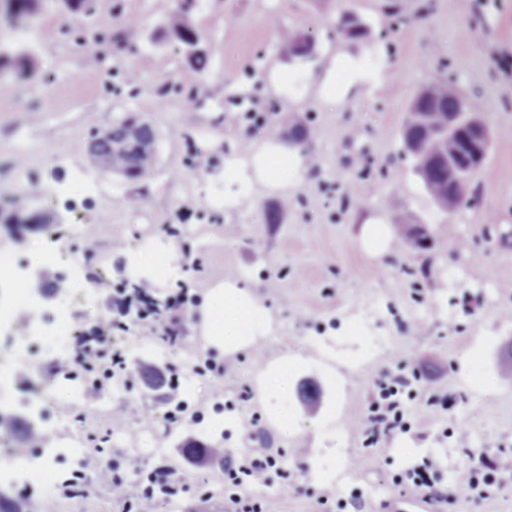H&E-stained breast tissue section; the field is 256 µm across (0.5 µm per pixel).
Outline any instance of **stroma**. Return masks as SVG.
<instances>
[{"mask_svg": "<svg viewBox=\"0 0 512 512\" xmlns=\"http://www.w3.org/2000/svg\"><path fill=\"white\" fill-rule=\"evenodd\" d=\"M114 2V13L79 22L107 32L137 18L120 51L60 39L72 18L58 0L25 31L0 26V44L33 53L40 68L37 81L0 96V203L52 214L71 253L97 238L102 264H84L86 285L99 278L162 303L181 289L198 292L236 277L272 316L261 341L265 358L298 356L305 364L286 394L258 393L246 351L225 358L223 376H194L192 366L204 357L194 320L181 318L179 340L170 344L128 316L118 345L129 370L145 363L178 374L173 401L183 406L184 420L168 422V408L156 404L153 392L139 381L123 386L118 376L104 388L112 409L100 413L83 397L84 373H61L53 383L58 428L45 443L52 469L83 472L86 490L74 496L61 482L30 479L8 486V494L51 495L52 512H121L111 490L86 471L84 457L71 452L74 441L110 448L116 467L139 457L140 471L125 474L133 482L170 467L185 487L157 500L156 512H224V474L182 457L189 437L223 438L237 457L255 449L293 457L287 475H273L256 490L272 512H319L317 497L327 488L344 512H376L379 501L398 494L394 476L427 458L436 459L435 483L445 488L467 476L469 452L512 455V382L498 371L512 352V320L502 317L512 310V0H196L191 19L209 55L203 71L160 36L175 0ZM343 9L369 25L368 45L387 50L389 82L337 104L309 94L287 105L267 82L269 66L280 60V29L308 25L323 49L339 41ZM448 78L479 105L491 135L485 164L470 180L471 204L453 213L434 205L400 141L417 91ZM127 112L141 114L157 132V167L138 180L103 173L89 152L92 133ZM259 114L281 127L293 114L306 119L319 160L277 224L266 219L277 194L257 192L232 211L214 201L224 183L213 170L239 150L240 135L263 136ZM19 156L21 168L13 165ZM76 169L95 183L92 195L43 198L46 179L64 193ZM372 211L390 222L411 213L427 225L433 247L418 253L398 241L381 259L367 257L354 217ZM117 240L122 250H113ZM172 240L179 259L171 279H131L128 253L146 243L161 250ZM55 282L65 297L56 296ZM39 285L45 306L62 310L76 333L108 315L105 289L77 303L55 263L28 268L23 290ZM76 333L33 349L13 380L20 400L36 403L44 365L67 361ZM411 372V425L385 436L387 459L379 461L362 432L375 383ZM304 383L320 390L312 413L298 398ZM273 405L287 408L294 431L282 434L270 424ZM225 415L232 425L221 424ZM439 510L512 512V472L500 476L488 498Z\"/></svg>", "mask_w": 512, "mask_h": 512, "instance_id": "stroma-1", "label": "stroma"}]
</instances>
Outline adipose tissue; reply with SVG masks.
Instances as JSON below:
<instances>
[{"mask_svg": "<svg viewBox=\"0 0 512 512\" xmlns=\"http://www.w3.org/2000/svg\"><path fill=\"white\" fill-rule=\"evenodd\" d=\"M365 56V51L352 48L350 43H336L324 52L317 68L306 74L307 89L323 101L342 102L358 97L365 89L382 85L388 63L383 61L371 67L366 64ZM311 172V166L301 155L274 136L248 141L243 152L225 159L223 169L218 172L227 187L224 207L236 209L259 187L291 195ZM178 250L174 243L161 251L144 248L130 257L129 268L160 280L168 279L174 273ZM191 312L197 318L204 350L222 358L255 350L260 339L270 331L269 314L232 277L204 288Z\"/></svg>", "mask_w": 512, "mask_h": 512, "instance_id": "1", "label": "adipose tissue"}]
</instances>
